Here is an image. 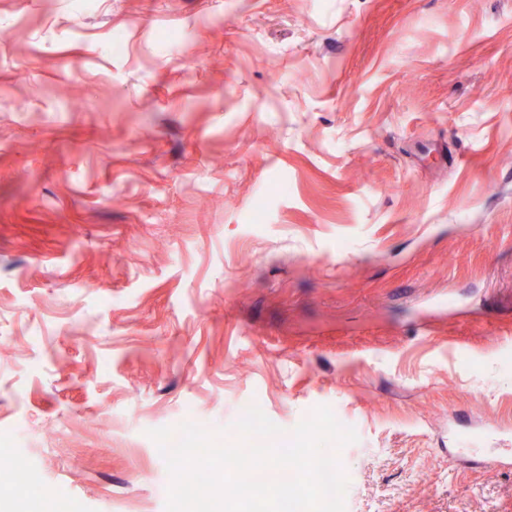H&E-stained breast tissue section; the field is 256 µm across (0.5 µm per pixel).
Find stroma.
<instances>
[{
  "mask_svg": "<svg viewBox=\"0 0 512 512\" xmlns=\"http://www.w3.org/2000/svg\"><path fill=\"white\" fill-rule=\"evenodd\" d=\"M253 404L346 512H512V0H0V448L165 512L148 430Z\"/></svg>",
  "mask_w": 512,
  "mask_h": 512,
  "instance_id": "1",
  "label": "stroma"
}]
</instances>
